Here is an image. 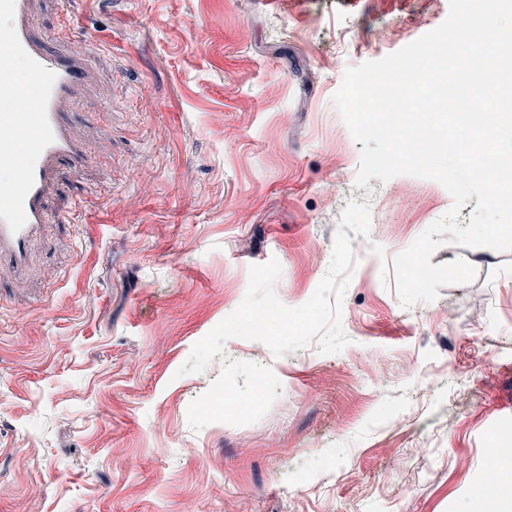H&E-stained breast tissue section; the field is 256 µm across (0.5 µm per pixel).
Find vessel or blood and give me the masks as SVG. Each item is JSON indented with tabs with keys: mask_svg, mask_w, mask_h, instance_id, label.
<instances>
[{
	"mask_svg": "<svg viewBox=\"0 0 512 512\" xmlns=\"http://www.w3.org/2000/svg\"><path fill=\"white\" fill-rule=\"evenodd\" d=\"M30 10L31 0H0V42L9 47L0 69L23 62L37 85L31 111L0 113V161L15 170L0 186V266L15 270L25 265L33 235L52 221L46 200L53 182L89 161L59 104L88 84L95 52L50 51L31 28Z\"/></svg>",
	"mask_w": 512,
	"mask_h": 512,
	"instance_id": "obj_1",
	"label": "vessel or blood"
}]
</instances>
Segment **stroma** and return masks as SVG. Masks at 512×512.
<instances>
[{
  "mask_svg": "<svg viewBox=\"0 0 512 512\" xmlns=\"http://www.w3.org/2000/svg\"><path fill=\"white\" fill-rule=\"evenodd\" d=\"M448 0H34L53 40L102 47L62 105L92 160L47 198L26 272L0 267V512H512V252L447 244L472 282L403 307L392 259L453 200L411 176L355 187L361 146L331 98L347 68L438 27ZM378 203L342 302L340 353L274 356L259 422L193 431L221 373L179 375L195 343L277 259L275 290L315 292L348 200ZM78 220L65 222L72 203ZM466 381L456 391V378Z\"/></svg>",
  "mask_w": 512,
  "mask_h": 512,
  "instance_id": "stroma-1",
  "label": "stroma"
}]
</instances>
